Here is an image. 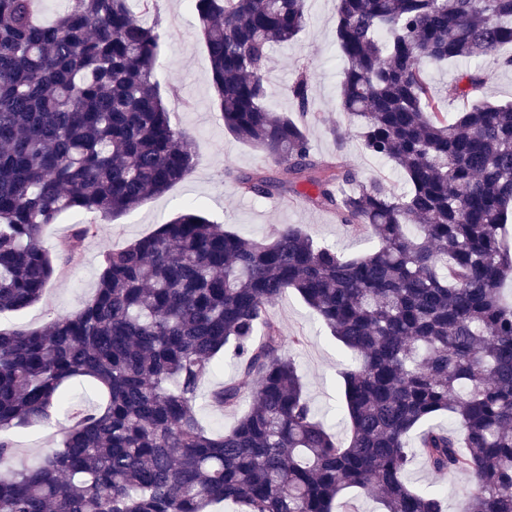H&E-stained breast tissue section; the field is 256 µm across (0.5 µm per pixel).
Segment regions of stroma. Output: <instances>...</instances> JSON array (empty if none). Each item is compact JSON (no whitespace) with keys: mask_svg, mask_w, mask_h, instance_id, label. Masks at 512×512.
<instances>
[{"mask_svg":"<svg viewBox=\"0 0 512 512\" xmlns=\"http://www.w3.org/2000/svg\"><path fill=\"white\" fill-rule=\"evenodd\" d=\"M308 22L297 39L275 45L270 52L267 73L270 96L267 105L275 112L297 115L289 87L298 66H306L312 84L310 109L322 113L325 124H308L309 145L316 157L337 160L352 169L359 180L383 178L396 191L407 184L392 162L367 153L359 138L350 136L344 151H337L332 128L351 131L355 120L340 104L344 63L336 41V0H306ZM165 36L159 54L156 77L163 103L177 126L194 141L198 162L183 182L163 195L148 199L119 218L103 224L97 237L88 239L72 261L56 260L55 273L44 299L26 309L0 314L2 327L39 328L57 316L79 311L97 286L103 253L154 232L187 203H192L211 221L245 237L261 238L280 224H298L321 244L332 246L351 258L371 251L374 240L355 234L342 224L334 209L311 202L310 186L292 190L287 169L273 166L264 154L227 133L214 105L210 66L197 34V20L190 0H156ZM490 71L479 92L480 98L495 103L512 101V67L490 65L483 59L451 61L427 68V78L440 93V105L449 117H456L466 100L445 97L444 92L463 72ZM240 173H260L273 179L276 190L269 196L243 193L235 180ZM269 315L287 336H300L302 347L293 350L304 390L313 408L328 423L337 440L346 438L342 405L343 374L352 359L331 335L325 324L295 291L273 304ZM238 363L232 353L218 358L199 390L196 413L200 422L220 432L231 429L238 416L210 403L211 393L237 378ZM70 423L65 410H58L51 426L32 425L13 430L20 458L30 459L45 449L58 447ZM411 485L441 491L448 512H455L466 485L462 474H436L422 462H414L407 473Z\"/></svg>","mask_w":512,"mask_h":512,"instance_id":"obj_1","label":"stroma"}]
</instances>
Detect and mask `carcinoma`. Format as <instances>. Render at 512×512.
Masks as SVG:
<instances>
[{"label": "carcinoma", "instance_id": "cac0c4a2", "mask_svg": "<svg viewBox=\"0 0 512 512\" xmlns=\"http://www.w3.org/2000/svg\"><path fill=\"white\" fill-rule=\"evenodd\" d=\"M38 2L0 0V313L47 288L46 225L74 211L119 217L197 163L155 79L164 32L142 19L155 0H69L48 24ZM193 2L225 130L376 247L344 259L296 224L248 238L188 207L106 250L82 310L0 328V512H333L349 488L385 512H445L442 493L408 486L415 457L469 478L457 512H512V302L500 291L512 280V103L477 98L486 77L466 73L448 97L471 105L450 122L426 78L428 64L512 44V0H337L341 107L364 149L405 175L401 194L316 160L306 125L268 108L270 50L303 31L304 0ZM290 93L301 116L325 121L308 114L306 68ZM237 181L258 196L273 186ZM98 234L77 224L62 252ZM290 289L354 358L344 442L284 352L299 337L269 317ZM229 348L240 374L210 400L241 416L215 434L195 407ZM76 378L101 405L70 407L60 446L17 462L8 431L64 407ZM442 412L459 429L418 430Z\"/></svg>", "mask_w": 512, "mask_h": 512}]
</instances>
